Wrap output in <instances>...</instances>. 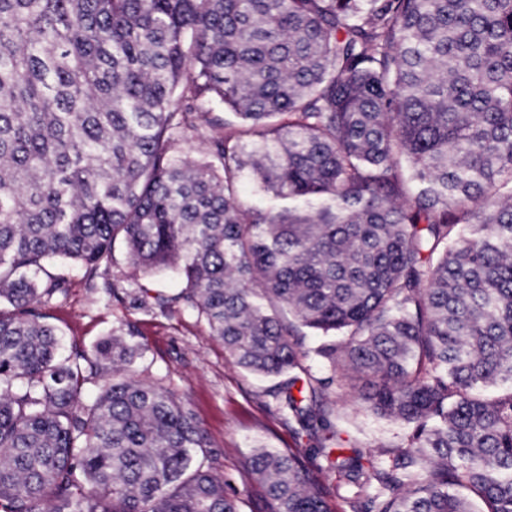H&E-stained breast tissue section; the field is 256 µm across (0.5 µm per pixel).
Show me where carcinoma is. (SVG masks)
<instances>
[{"label":"carcinoma","mask_w":512,"mask_h":512,"mask_svg":"<svg viewBox=\"0 0 512 512\" xmlns=\"http://www.w3.org/2000/svg\"><path fill=\"white\" fill-rule=\"evenodd\" d=\"M58 261L289 374L327 466L252 451L269 512H330L331 472L368 512H512V0H0V512H239L130 325L63 351ZM356 377L413 425L386 467L333 456ZM116 262L114 267H112V275L125 280V283L152 284L155 288L169 293L175 292L178 288L174 280H168L159 276H144L124 256H117Z\"/></svg>","instance_id":"obj_1"}]
</instances>
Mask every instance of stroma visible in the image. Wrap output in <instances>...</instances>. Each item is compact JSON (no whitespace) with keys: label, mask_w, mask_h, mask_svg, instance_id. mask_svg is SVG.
<instances>
[{"label":"stroma","mask_w":512,"mask_h":512,"mask_svg":"<svg viewBox=\"0 0 512 512\" xmlns=\"http://www.w3.org/2000/svg\"><path fill=\"white\" fill-rule=\"evenodd\" d=\"M63 274L68 292L53 302L49 316L62 330L66 349L91 351L113 325H133L143 346L137 375L160 381L192 406L204 431L212 472L223 478L240 512H269L264 489L245 464L253 447L306 448L309 466L325 465V457L312 452L315 438L297 434L296 424L286 421L272 396L279 378L256 376L231 364L223 343L209 335L203 319L117 301L88 288L81 272L72 267ZM334 416L344 447L373 450L372 461L378 466L386 462L378 447L402 441L410 430L407 423L379 415L348 396H337Z\"/></svg>","instance_id":"obj_1"}]
</instances>
